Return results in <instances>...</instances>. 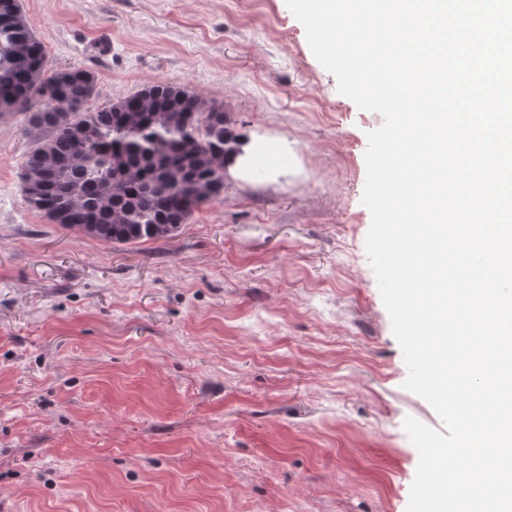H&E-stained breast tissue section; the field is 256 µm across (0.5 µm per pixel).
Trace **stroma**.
<instances>
[{
	"label": "stroma",
	"mask_w": 512,
	"mask_h": 512,
	"mask_svg": "<svg viewBox=\"0 0 512 512\" xmlns=\"http://www.w3.org/2000/svg\"><path fill=\"white\" fill-rule=\"evenodd\" d=\"M95 104L147 85L245 146L173 236L105 243L30 208L0 117V512H407L442 429L366 251L367 134L285 0H21Z\"/></svg>",
	"instance_id": "35a3bbf8"
}]
</instances>
